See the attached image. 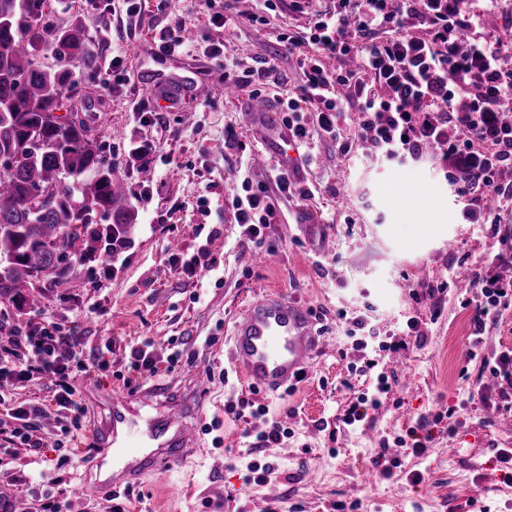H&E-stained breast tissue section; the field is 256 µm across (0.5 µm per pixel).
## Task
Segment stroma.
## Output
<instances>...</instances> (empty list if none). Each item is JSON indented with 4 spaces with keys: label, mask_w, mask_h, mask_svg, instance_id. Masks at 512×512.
<instances>
[{
    "label": "stroma",
    "mask_w": 512,
    "mask_h": 512,
    "mask_svg": "<svg viewBox=\"0 0 512 512\" xmlns=\"http://www.w3.org/2000/svg\"><path fill=\"white\" fill-rule=\"evenodd\" d=\"M126 0H48L45 21L55 27L81 23L93 63L77 70L81 82L112 78L113 50L125 53L132 76L156 75L161 92H175V103L149 102L153 117L142 119L132 103L139 86L115 85L99 101L68 98L72 112L87 118L107 162L122 180L132 208L124 244L112 255L109 279L100 266L77 261V287L50 289L40 311L25 314L0 302L11 323L44 320L83 339L85 358L107 361L106 369L77 379L81 412L68 418L69 432L59 436L42 426L46 447L30 450L0 436V512H41L44 497L66 503L68 512H112L113 500L93 496L96 476L82 462L89 450L88 431L102 425L112 392L139 401L146 384L131 367V351L151 343L158 382L192 396L186 372L209 377L202 433L196 448L163 472H147L123 512H341L357 503V512H512V484L503 480L499 450H512V379L480 369V356L512 349V310L490 323L470 359L472 294L459 282L476 261L498 252L487 225L464 223L452 186L429 162L380 164L367 159L364 146L350 155L320 138L296 144L289 171L310 199L274 192L276 222L267 228L273 246L263 263L240 234L231 206L227 173L242 152L271 150L266 137L248 119V93L227 94L224 61L207 54L219 45L240 69L256 66L261 56L276 59L281 93L301 78L297 55L283 50V28L305 31L308 17L291 0L266 24L216 27L198 10L197 0H145L139 14ZM185 20L194 42L191 52L160 57L156 34ZM199 73L211 93L196 99L173 91L171 81ZM235 128L245 151L225 148L224 131ZM153 143L143 179L138 161L127 153L133 140ZM208 250L210 270L189 278L171 265L170 255ZM447 282L437 296L416 293L419 277ZM270 291L299 298L319 319L324 343L306 378L291 393H252L230 367V333L236 317ZM441 316L431 321L429 309ZM349 317H366L381 336L407 342L378 369L392 389L358 428L341 417L351 401L367 391L370 374L352 348ZM419 316L423 342L406 333L408 317ZM180 352L178 363L168 356ZM264 405L269 421H292L287 451L254 444L248 411L228 413L244 401ZM452 418H445L448 407ZM440 423H433L435 414ZM417 430L428 440L424 456L406 458L392 475L374 460L395 455L396 438ZM269 466L264 484L250 483V465ZM420 481H413V474Z\"/></svg>",
    "instance_id": "obj_1"
}]
</instances>
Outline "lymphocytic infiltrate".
<instances>
[{
	"mask_svg": "<svg viewBox=\"0 0 512 512\" xmlns=\"http://www.w3.org/2000/svg\"><path fill=\"white\" fill-rule=\"evenodd\" d=\"M294 8L314 21L307 35L286 30L278 41L289 52L306 41L316 47V55L299 58L301 82L281 95L274 60L242 72L215 45L209 54L223 58L225 84L248 88L250 99L273 100L289 141L320 136L345 156L360 141L382 161L445 166L463 220L498 234L503 214L512 212V181L503 179L512 170V71L501 66L512 41L482 31L472 0H335L327 9L295 0ZM326 56L336 58V68L324 66ZM269 190L240 166L232 206L246 241L258 249L269 246ZM499 243L492 269L474 270L470 282L480 299L471 321L476 345L488 322L512 309V278L500 273L512 266V241ZM105 367L87 363L79 337L52 324L0 322V407L25 426L52 410L77 409L74 381ZM33 378L50 381L52 407L15 404L14 381Z\"/></svg>",
	"mask_w": 512,
	"mask_h": 512,
	"instance_id": "1",
	"label": "lymphocytic infiltrate"
}]
</instances>
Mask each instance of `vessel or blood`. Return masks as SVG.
I'll return each mask as SVG.
<instances>
[{
  "mask_svg": "<svg viewBox=\"0 0 512 512\" xmlns=\"http://www.w3.org/2000/svg\"><path fill=\"white\" fill-rule=\"evenodd\" d=\"M231 341V362L255 389L277 394L306 372L320 340L308 307L287 295L271 291L251 303L236 318ZM143 408L132 409L125 395L110 401L112 445L127 465L114 490L131 488L139 482V469L131 465L142 445L153 447L152 470L160 471L194 447L204 408L203 398L186 402L174 398L164 384L146 388Z\"/></svg>",
  "mask_w": 512,
  "mask_h": 512,
  "instance_id": "b4317fda",
  "label": "vessel or blood"
}]
</instances>
